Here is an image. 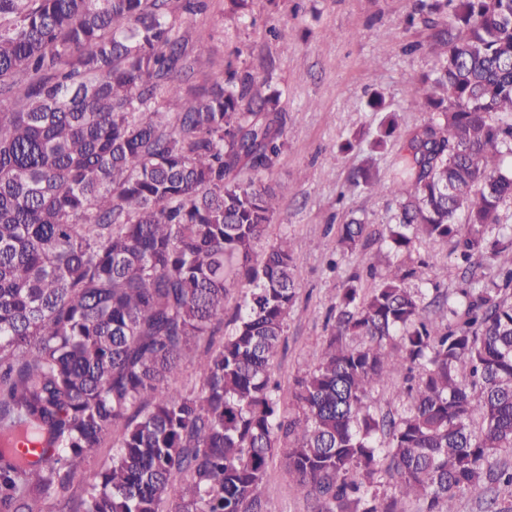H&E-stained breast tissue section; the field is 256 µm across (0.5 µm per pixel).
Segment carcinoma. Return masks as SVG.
<instances>
[{
  "instance_id": "carcinoma-1",
  "label": "carcinoma",
  "mask_w": 512,
  "mask_h": 512,
  "mask_svg": "<svg viewBox=\"0 0 512 512\" xmlns=\"http://www.w3.org/2000/svg\"><path fill=\"white\" fill-rule=\"evenodd\" d=\"M434 69L403 137L396 211L374 239L398 257L452 244L465 287L425 317L421 266L352 273L317 364L291 401L273 364L296 301L293 251L257 255L282 187L281 92L231 74L181 95L170 0H0V512H275L283 454L325 512H421L512 487V0H417ZM175 99L181 111L165 112ZM400 137L388 114L371 151ZM379 188L371 161L349 175ZM239 301L224 318L226 298ZM199 385L175 387L182 362ZM406 370L400 411L375 395ZM112 454L80 494L85 461Z\"/></svg>"
}]
</instances>
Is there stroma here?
<instances>
[{
  "label": "stroma",
  "mask_w": 512,
  "mask_h": 512,
  "mask_svg": "<svg viewBox=\"0 0 512 512\" xmlns=\"http://www.w3.org/2000/svg\"><path fill=\"white\" fill-rule=\"evenodd\" d=\"M416 0H248L233 11L228 0H207L204 12L184 17L181 32L186 51L209 49L207 60L181 74L183 92L222 76L226 69L252 73L258 88L279 90L287 114V145L270 177L285 188L280 212L262 240L291 241L300 290L288 319L286 341L276 365L284 389L313 369L317 353L330 335V312L349 273L368 266L384 268L391 253L372 243L338 257V227L364 219L372 229L388 223L398 197L394 181L397 149L370 154L382 114L367 101L379 94L385 110L397 113L401 133L421 125L423 114L410 108L414 87L410 75L428 71L431 31L409 23ZM351 150H343L345 141ZM382 189L353 187L348 177L365 157ZM408 263H425L428 278L445 291L460 288L462 271L449 245L416 241L404 254ZM268 495L278 512H316L315 501L288 476L282 456L271 461Z\"/></svg>",
  "instance_id": "35a3bbf8"
}]
</instances>
